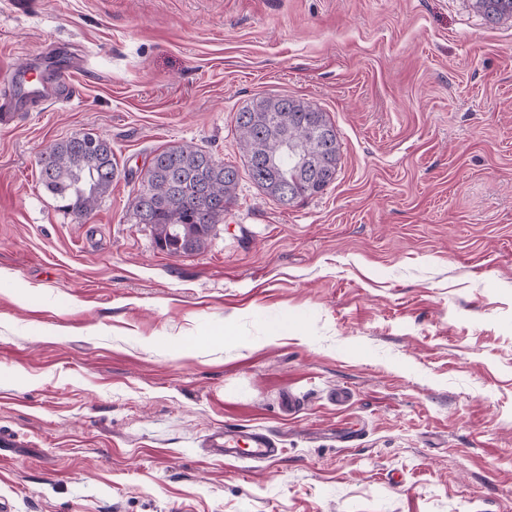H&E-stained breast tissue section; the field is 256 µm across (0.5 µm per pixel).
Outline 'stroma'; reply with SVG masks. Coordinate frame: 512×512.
<instances>
[{"mask_svg":"<svg viewBox=\"0 0 512 512\" xmlns=\"http://www.w3.org/2000/svg\"><path fill=\"white\" fill-rule=\"evenodd\" d=\"M50 46L82 94L0 123L7 512H512V18L0 0V83ZM281 96L327 112L335 181L285 206L241 178L204 250L162 251L130 206L154 153L241 163L236 113ZM83 133L121 177L79 219L37 160ZM227 426L281 458L206 453Z\"/></svg>","mask_w":512,"mask_h":512,"instance_id":"35a3bbf8","label":"stroma"}]
</instances>
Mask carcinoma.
I'll use <instances>...</instances> for the list:
<instances>
[{"label": "carcinoma", "mask_w": 512, "mask_h": 512, "mask_svg": "<svg viewBox=\"0 0 512 512\" xmlns=\"http://www.w3.org/2000/svg\"><path fill=\"white\" fill-rule=\"evenodd\" d=\"M490 24L512 17V0H471ZM239 151L249 179L279 203L322 193L336 178L341 144L327 113L293 97H262L235 116ZM40 178L60 208L77 218L94 211L121 176L112 143L96 147L75 135L39 155ZM146 186L132 200L140 224L154 228L171 254L203 249L224 216L240 179L239 168L201 148L178 145L156 153Z\"/></svg>", "instance_id": "carcinoma-1"}]
</instances>
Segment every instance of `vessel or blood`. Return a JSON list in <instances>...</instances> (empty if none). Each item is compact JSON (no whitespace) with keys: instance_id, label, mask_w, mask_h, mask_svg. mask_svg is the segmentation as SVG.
Returning a JSON list of instances; mask_svg holds the SVG:
<instances>
[{"instance_id":"1","label":"vessel or blood","mask_w":512,"mask_h":512,"mask_svg":"<svg viewBox=\"0 0 512 512\" xmlns=\"http://www.w3.org/2000/svg\"><path fill=\"white\" fill-rule=\"evenodd\" d=\"M46 97L45 86L38 76L30 74L28 68L17 69L12 82L0 88V121L10 119L15 112ZM206 445L232 463H268L282 453L277 438L261 429H220L208 436Z\"/></svg>"}]
</instances>
